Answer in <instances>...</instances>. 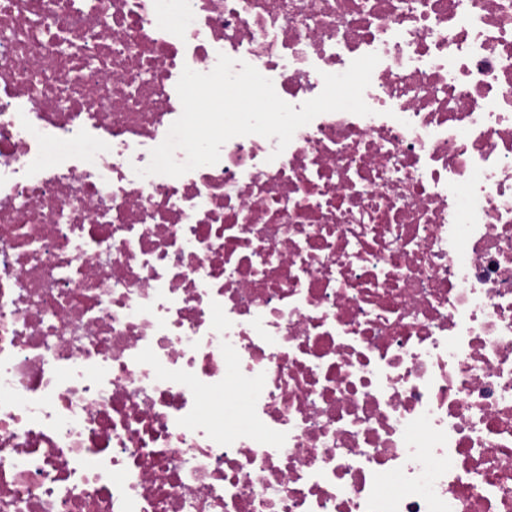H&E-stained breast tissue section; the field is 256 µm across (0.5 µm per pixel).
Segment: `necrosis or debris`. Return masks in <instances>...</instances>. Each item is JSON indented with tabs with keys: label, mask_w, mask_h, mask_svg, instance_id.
Returning <instances> with one entry per match:
<instances>
[{
	"label": "necrosis or debris",
	"mask_w": 512,
	"mask_h": 512,
	"mask_svg": "<svg viewBox=\"0 0 512 512\" xmlns=\"http://www.w3.org/2000/svg\"><path fill=\"white\" fill-rule=\"evenodd\" d=\"M369 53L137 176L183 68ZM0 512H512V0H0Z\"/></svg>",
	"instance_id": "obj_1"
}]
</instances>
